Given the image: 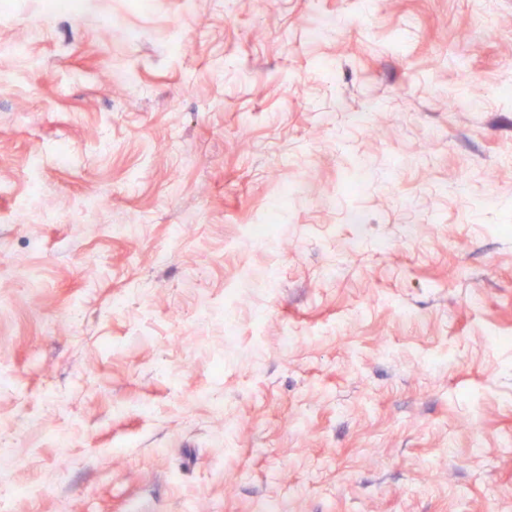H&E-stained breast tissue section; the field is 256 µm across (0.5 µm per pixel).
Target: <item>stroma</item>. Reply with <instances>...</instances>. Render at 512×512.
I'll return each instance as SVG.
<instances>
[{
    "instance_id": "obj_1",
    "label": "stroma",
    "mask_w": 512,
    "mask_h": 512,
    "mask_svg": "<svg viewBox=\"0 0 512 512\" xmlns=\"http://www.w3.org/2000/svg\"><path fill=\"white\" fill-rule=\"evenodd\" d=\"M45 3L0 0L11 512H512V0Z\"/></svg>"
}]
</instances>
